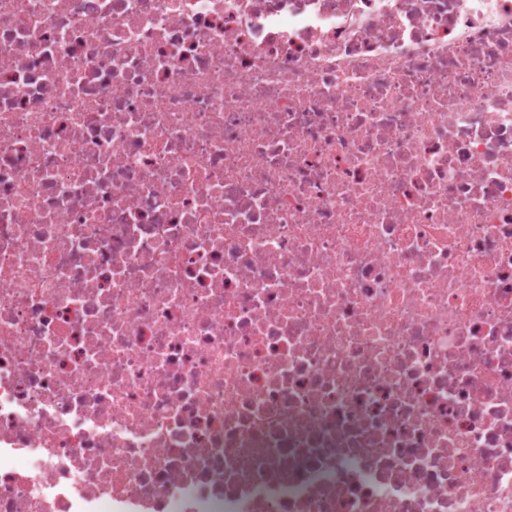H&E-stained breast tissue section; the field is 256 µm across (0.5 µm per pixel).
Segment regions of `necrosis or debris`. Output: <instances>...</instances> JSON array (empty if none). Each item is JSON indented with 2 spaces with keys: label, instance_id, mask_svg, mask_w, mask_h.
<instances>
[{
  "label": "necrosis or debris",
  "instance_id": "4bbe7bcc",
  "mask_svg": "<svg viewBox=\"0 0 512 512\" xmlns=\"http://www.w3.org/2000/svg\"><path fill=\"white\" fill-rule=\"evenodd\" d=\"M0 512H512V0H0Z\"/></svg>",
  "mask_w": 512,
  "mask_h": 512
}]
</instances>
